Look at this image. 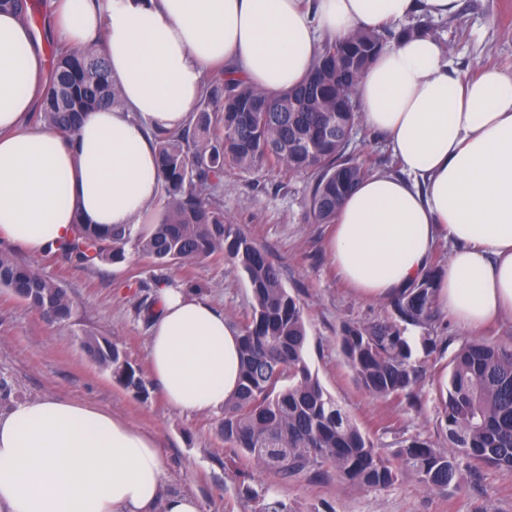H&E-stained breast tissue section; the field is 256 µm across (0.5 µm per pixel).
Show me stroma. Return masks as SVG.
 <instances>
[{"label": "stroma", "instance_id": "1", "mask_svg": "<svg viewBox=\"0 0 512 512\" xmlns=\"http://www.w3.org/2000/svg\"><path fill=\"white\" fill-rule=\"evenodd\" d=\"M461 6V18L436 22L452 67L464 75L489 64L511 69L512 0H461ZM349 151L375 170H400L388 139L363 123H356ZM220 193L225 218L279 265L285 287L303 305L310 369L360 430L386 451L404 440L436 436L442 412L436 385L425 384L422 409L415 412L369 395L348 367L337 341L341 325L382 320L392 308L388 301L360 297L340 280L328 250L333 227L312 222L304 177L229 169ZM0 251L38 267L74 302V317L64 325L0 288V412L21 401L59 396L108 410L158 440L165 488L193 492L202 512H252L253 502L241 493L247 484L300 512H512V474L475 467L463 456L458 463L465 486L442 493L428 491L408 475L380 490L341 484L332 475L284 481L225 444L223 413H188L168 405L150 371L149 325L137 307L171 282L196 290L229 321H237L250 309L251 290L246 276L223 258L172 268L130 249L124 260L85 267L50 252L30 255L3 241ZM87 332L107 337L140 370L146 395L116 384L93 361L81 346Z\"/></svg>", "mask_w": 512, "mask_h": 512}]
</instances>
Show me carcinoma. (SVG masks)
Masks as SVG:
<instances>
[{
  "mask_svg": "<svg viewBox=\"0 0 512 512\" xmlns=\"http://www.w3.org/2000/svg\"><path fill=\"white\" fill-rule=\"evenodd\" d=\"M27 25L39 12L35 0H0ZM433 34L429 19L396 31L358 28L343 41L322 40L307 75L277 93L261 91L219 71L201 87L198 104L176 130L151 132L162 175L164 200L157 223L115 224L107 229L77 219L71 237L56 253L83 265L124 258L133 248L155 263L171 266L220 253L249 282L252 305L235 323L240 333L242 378L224 401V442L288 480L324 465L336 479L382 489L399 476L415 477L432 492H444L457 476V448L477 463L512 473V345L485 338L461 343L448 363V382L439 384L443 442L415 437L386 454L364 435L324 389L307 362L304 310L282 283L280 270L238 224L224 219L219 187L224 169L267 168L307 179L314 224L335 223L345 196L371 166L349 154L358 105L357 84L379 52L403 34ZM52 58L34 121L69 136L83 113L121 104L119 89L103 56L49 44ZM441 268L391 299L393 316L370 324L345 322L337 336L358 384L380 400L396 399L422 409L426 369L411 363L412 326L423 345H441L444 322L435 296ZM0 288L57 323L71 320L73 301L65 288L37 268L0 253ZM84 350L113 381L146 394L138 371L107 338L86 333ZM253 512H297L288 501L251 487Z\"/></svg>",
  "mask_w": 512,
  "mask_h": 512,
  "instance_id": "1",
  "label": "carcinoma"
}]
</instances>
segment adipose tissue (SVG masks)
Returning <instances> with one entry per match:
<instances>
[{
  "mask_svg": "<svg viewBox=\"0 0 512 512\" xmlns=\"http://www.w3.org/2000/svg\"><path fill=\"white\" fill-rule=\"evenodd\" d=\"M52 0L55 38L98 43L121 106L84 113L74 140L32 123L47 69L31 27L0 12V238L31 255L69 238L76 217L141 224L160 178L154 129L182 126L217 64L275 92L310 70L318 39L416 15L448 17L459 0ZM362 121L388 138L401 174L364 178L336 215L331 256L363 297L397 296L451 249L438 306L463 330L512 317V71L457 74L429 35L383 49L357 87ZM167 402L223 410L240 379L239 333L223 312L169 286L148 339ZM157 440L67 398L0 412V512H201L165 490Z\"/></svg>",
  "mask_w": 512,
  "mask_h": 512,
  "instance_id": "ef3b65f1",
  "label": "adipose tissue"
}]
</instances>
